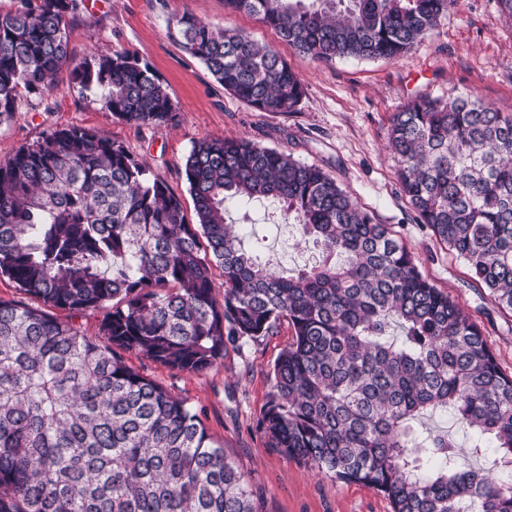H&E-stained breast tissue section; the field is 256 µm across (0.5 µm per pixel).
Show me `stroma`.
<instances>
[{"mask_svg": "<svg viewBox=\"0 0 512 512\" xmlns=\"http://www.w3.org/2000/svg\"><path fill=\"white\" fill-rule=\"evenodd\" d=\"M186 9L274 46L304 84L296 109L259 112L224 91L173 29L175 15ZM67 38L77 63L93 54H128L148 64L173 101L172 120L150 127L120 121L97 93L82 89L64 70L46 93L22 94L14 118L0 124V159L55 128H91L144 160L153 177L180 197L190 220L194 205L182 167L202 138H245L321 166L378 222L391 226L421 271L480 324L502 370L512 374V313L500 310L467 266L413 221L387 136L391 113L418 95L471 94L512 112V17L499 0H461L431 36L396 60L314 61L274 29L226 9L224 0H82ZM226 209L245 246L271 267L289 274L317 258L313 244L301 243L298 227L282 222L276 200L230 201ZM291 336V327L281 324L273 335L230 346L222 364L199 374L172 371L137 353L124 359L187 399L251 479L266 512H391L377 491L316 474L269 447L259 426L270 392L268 373Z\"/></svg>", "mask_w": 512, "mask_h": 512, "instance_id": "35a3bbf8", "label": "stroma"}]
</instances>
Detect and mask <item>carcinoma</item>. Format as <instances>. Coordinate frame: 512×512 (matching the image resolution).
<instances>
[{"label": "carcinoma", "mask_w": 512, "mask_h": 512, "mask_svg": "<svg viewBox=\"0 0 512 512\" xmlns=\"http://www.w3.org/2000/svg\"><path fill=\"white\" fill-rule=\"evenodd\" d=\"M459 0H225L318 61L391 60ZM78 0H20L0 14V123L21 90L67 68L117 119L166 123L173 102L129 55L72 61ZM183 46L239 101L292 112L305 95L271 45L186 9ZM397 177L416 223L512 311V115L473 96L418 95L392 113ZM196 222L123 144L54 129L0 160V275L61 321L0 301V512H266L187 400L127 365L141 353L202 373L227 345L293 328L260 426L269 447L318 474L383 494L392 512H512V376L481 326L420 270L324 168L246 139L203 138L184 163ZM272 198L321 259L285 276L245 248L224 203ZM221 269L217 298L213 268ZM110 308L100 335L73 318ZM454 412L494 443L489 469L456 466Z\"/></svg>", "instance_id": "cac0c4a2"}]
</instances>
